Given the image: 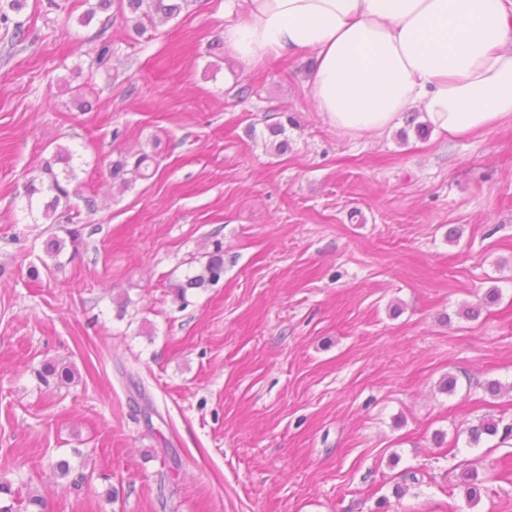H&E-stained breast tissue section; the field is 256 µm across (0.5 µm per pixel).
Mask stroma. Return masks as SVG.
<instances>
[{"label": "stroma", "mask_w": 512, "mask_h": 512, "mask_svg": "<svg viewBox=\"0 0 512 512\" xmlns=\"http://www.w3.org/2000/svg\"><path fill=\"white\" fill-rule=\"evenodd\" d=\"M224 2L136 41L117 14L79 26L82 0L0 23V478L44 512H512V435L466 433L512 424V393L486 390L512 386V121L337 131L312 52H212L244 14ZM60 145L83 164L53 223L24 185ZM141 150L154 177L113 184V159ZM73 222L81 244L42 269ZM218 247L222 279L178 297ZM49 361L74 382L41 379ZM282 118H285L287 124L288 121H291L288 115L285 116L284 113H281L280 116L276 117L277 120L266 125L269 138L271 139V148L276 153H284L288 149L287 128Z\"/></svg>", "instance_id": "obj_1"}]
</instances>
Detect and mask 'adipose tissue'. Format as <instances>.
<instances>
[{"instance_id": "obj_1", "label": "adipose tissue", "mask_w": 512, "mask_h": 512, "mask_svg": "<svg viewBox=\"0 0 512 512\" xmlns=\"http://www.w3.org/2000/svg\"><path fill=\"white\" fill-rule=\"evenodd\" d=\"M224 30L248 65L315 54L317 112L334 128L380 135L418 107L442 134L512 120V0H244Z\"/></svg>"}]
</instances>
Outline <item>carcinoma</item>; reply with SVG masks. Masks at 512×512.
I'll return each mask as SVG.
<instances>
[{"label":"carcinoma","instance_id":"cac0c4a2","mask_svg":"<svg viewBox=\"0 0 512 512\" xmlns=\"http://www.w3.org/2000/svg\"><path fill=\"white\" fill-rule=\"evenodd\" d=\"M117 3L118 11L125 20L126 26L137 36L156 28L160 23L178 17L191 5V0H83L85 10L78 17L77 23L82 27H88L102 13L112 8V3ZM290 117L280 114L277 120L266 125L271 148L277 153H284L288 149L285 122ZM74 153L67 147L56 148L51 159L45 161L43 173L45 177L40 181H30L25 187L28 202H33L34 197L42 199V217L51 219L60 206H69L71 197L76 195V189L71 187L77 179L73 166ZM154 155L141 151L130 155H119L112 161L110 175L112 181L119 182L123 186L129 185L126 175L132 173L143 180H148L154 175ZM224 274V257L221 248L207 255V260L202 264L200 272L187 279L185 287L200 288L209 283H215ZM45 374L54 377L60 384H68L72 378L71 370L60 364L47 363L43 367ZM499 423L493 419H484L477 425L468 429L469 442L478 444L482 436H494L498 432Z\"/></svg>","mask_w":512,"mask_h":512}]
</instances>
